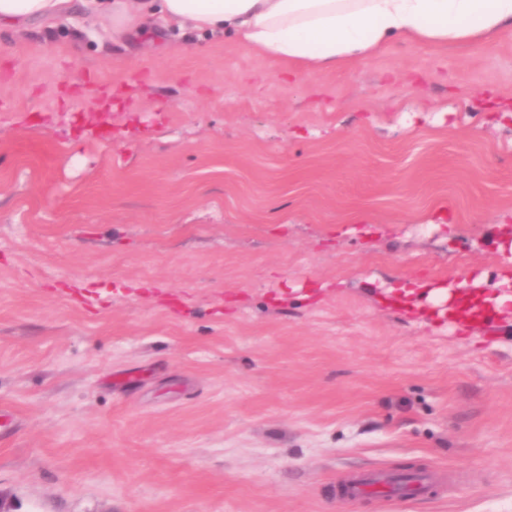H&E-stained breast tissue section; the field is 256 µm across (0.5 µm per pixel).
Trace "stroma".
I'll use <instances>...</instances> for the list:
<instances>
[{
	"mask_svg": "<svg viewBox=\"0 0 512 512\" xmlns=\"http://www.w3.org/2000/svg\"><path fill=\"white\" fill-rule=\"evenodd\" d=\"M478 290L512 295V27L325 72L0 26L5 512H512V308L444 314ZM432 480L428 473L416 475L408 481H401L398 476L384 472H371L370 476L356 481L336 483V497L342 499H357L368 494H383L392 498H403L416 495ZM394 490L407 491L404 493Z\"/></svg>",
	"mask_w": 512,
	"mask_h": 512,
	"instance_id": "35a3bbf8",
	"label": "stroma"
}]
</instances>
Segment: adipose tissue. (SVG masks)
Here are the masks:
<instances>
[{
	"label": "adipose tissue",
	"instance_id": "ef3b65f1",
	"mask_svg": "<svg viewBox=\"0 0 512 512\" xmlns=\"http://www.w3.org/2000/svg\"><path fill=\"white\" fill-rule=\"evenodd\" d=\"M123 41L155 17L264 56L333 70L401 38L445 45L512 27V0H0V23L54 21L75 3Z\"/></svg>",
	"mask_w": 512,
	"mask_h": 512
}]
</instances>
